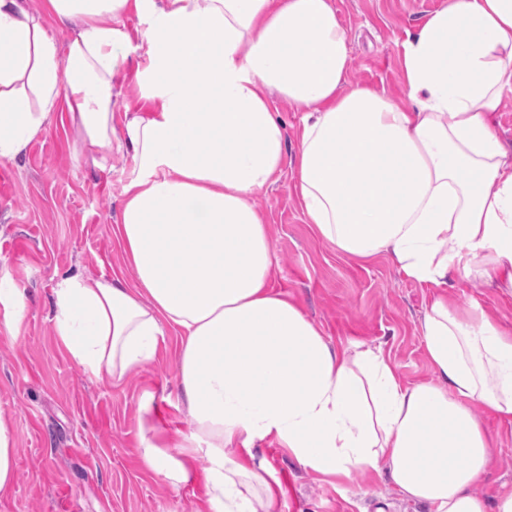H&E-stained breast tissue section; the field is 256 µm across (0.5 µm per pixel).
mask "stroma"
<instances>
[{"instance_id":"1","label":"stroma","mask_w":512,"mask_h":512,"mask_svg":"<svg viewBox=\"0 0 512 512\" xmlns=\"http://www.w3.org/2000/svg\"><path fill=\"white\" fill-rule=\"evenodd\" d=\"M443 2L333 0L346 31L350 86L404 99L406 34ZM146 51V43L134 39L131 64L114 80V125L149 108L137 77ZM73 141L61 106L20 157L0 158V168L11 174L0 190V278L11 279L26 297L19 335L8 331L10 314L0 306V410L12 422L18 448L14 492L0 500V512H209L204 477L176 490L141 464V398L152 397V423L168 435L191 425L178 385V335L169 333L151 365L114 385L80 371L55 333L58 274L129 272L112 227L133 159L116 152L110 167L94 170L78 160ZM295 183L294 167H286L258 198L272 237L275 288L300 304L332 346L382 349L403 384L434 381L420 320L437 286L407 278L383 256L338 255L307 224ZM448 295L458 313L480 308L512 327V299L483 280L455 277ZM474 413L496 441L473 487L490 498L512 489V424L479 406ZM254 453L259 474L285 491L280 512H429L402 499L385 472L325 478L272 440L258 443Z\"/></svg>"}]
</instances>
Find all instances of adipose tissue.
I'll list each match as a JSON object with an SVG mask.
<instances>
[{
	"label": "adipose tissue",
	"mask_w": 512,
	"mask_h": 512,
	"mask_svg": "<svg viewBox=\"0 0 512 512\" xmlns=\"http://www.w3.org/2000/svg\"><path fill=\"white\" fill-rule=\"evenodd\" d=\"M142 0H0V157L13 159L64 104L77 155L134 167L113 234L133 280L66 273L53 326L86 375L119 385L180 337L192 418L173 448L146 437L145 468L172 488L207 457L210 512H250L271 485L242 459L275 440L322 476L385 468L430 512H512V490L474 495L492 442L475 406L512 423V328L456 315L443 287L479 278L512 297V151L493 117L512 91V0H444L404 42L407 101L347 88L333 0H152L140 73L148 114L113 126L130 64L121 17ZM71 34L59 49L55 29ZM303 110L296 149L273 109ZM308 223L338 253L388 257L439 286L420 324L435 381L404 385L382 351H338L273 286L256 197L285 167Z\"/></svg>",
	"instance_id": "1"
}]
</instances>
